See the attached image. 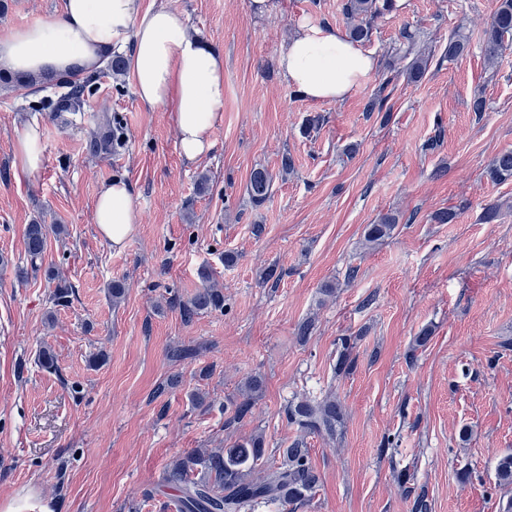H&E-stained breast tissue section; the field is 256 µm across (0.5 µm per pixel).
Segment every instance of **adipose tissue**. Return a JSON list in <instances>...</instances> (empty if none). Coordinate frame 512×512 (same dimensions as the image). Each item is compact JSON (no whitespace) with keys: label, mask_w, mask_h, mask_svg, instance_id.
<instances>
[{"label":"adipose tissue","mask_w":512,"mask_h":512,"mask_svg":"<svg viewBox=\"0 0 512 512\" xmlns=\"http://www.w3.org/2000/svg\"><path fill=\"white\" fill-rule=\"evenodd\" d=\"M127 50L135 91L175 114L177 147L195 161L214 146L224 104V58L192 36L181 16L144 0H64L58 19L16 29L0 41V74L69 77L91 73ZM285 82L314 101H342L374 76L377 61L341 31L302 20L284 43ZM141 219L127 183L105 185L95 201L99 234L122 249Z\"/></svg>","instance_id":"obj_1"}]
</instances>
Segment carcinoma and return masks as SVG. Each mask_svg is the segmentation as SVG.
Segmentation results:
<instances>
[{
  "label": "carcinoma",
  "instance_id": "1",
  "mask_svg": "<svg viewBox=\"0 0 512 512\" xmlns=\"http://www.w3.org/2000/svg\"><path fill=\"white\" fill-rule=\"evenodd\" d=\"M397 9L396 0H346L344 12L349 20L348 34L355 42L371 38L373 21ZM467 38L456 33L448 39V60L452 61L467 51ZM512 47V0H497L489 27L485 31V53L488 61ZM427 61L414 57L403 69L410 82L423 76ZM85 84L69 83V90L60 104L81 106ZM488 174L497 181L512 178V150H504L491 161ZM273 174L265 167L254 168L249 177L247 191L251 202L263 204L269 197ZM398 218L385 215L375 224L368 225L365 241L377 245L390 237ZM50 227L30 224L25 232V251L31 260L42 259L46 250ZM205 287L183 305V316H193L224 310V292L208 270L201 271ZM259 376H251L241 389L242 401L236 406L234 419L241 420L252 412L254 399L262 389ZM288 421L305 433L336 436L342 424L345 409L342 403L329 395L322 400L294 397L286 406ZM267 454L262 435L255 434L230 448H204L173 459L163 479L179 486L182 496L179 512H256L261 504H276L283 510H294L297 505L311 501L319 484V475L309 462V448L298 439L283 450V460L277 467L262 469ZM497 484L512 485V453L498 459Z\"/></svg>",
  "mask_w": 512,
  "mask_h": 512
}]
</instances>
